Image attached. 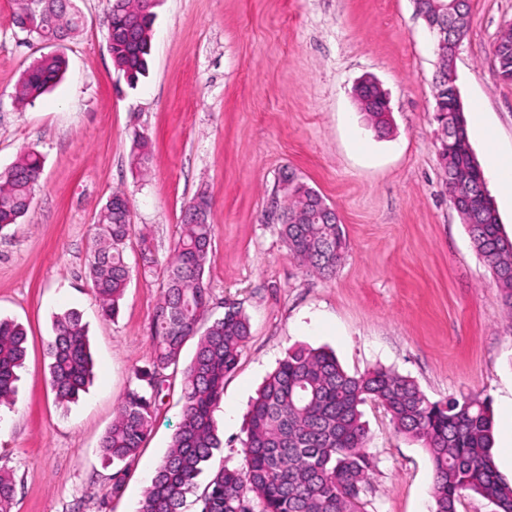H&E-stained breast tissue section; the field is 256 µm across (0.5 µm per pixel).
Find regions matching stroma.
Listing matches in <instances>:
<instances>
[{
  "label": "stroma",
  "mask_w": 512,
  "mask_h": 512,
  "mask_svg": "<svg viewBox=\"0 0 512 512\" xmlns=\"http://www.w3.org/2000/svg\"><path fill=\"white\" fill-rule=\"evenodd\" d=\"M83 26L59 45L67 69L34 104L16 108L23 71L50 47L16 28L0 0V173L24 151L44 168L29 213L0 232V317L27 331L16 404L0 410V468L16 480L14 512H136L170 445L183 401L171 375L154 427L120 494L98 455L133 371L149 367L151 322L181 212L198 192L214 226L206 270L213 316L240 302L251 323L224 381L223 448L243 463L248 405L289 348L332 349L351 373L382 366L433 401L473 394L494 417V456L512 431V319L449 202L433 119L435 44L414 0H159L149 69L128 85L112 63L105 0H73ZM471 27L455 59L465 109L480 105L496 146L512 156V83L498 79L493 45L512 24V0H470ZM376 80L390 129L378 133L355 96ZM150 142L132 168L135 134ZM336 210L347 248L334 275L307 273L269 218L283 170ZM125 193L135 235L130 282L103 319L88 277L94 220ZM149 245L152 270L140 249ZM78 309L94 376L77 402H56L44 342L56 314ZM377 466L366 512H420L431 500L425 448L398 434L381 408H362Z\"/></svg>",
  "instance_id": "obj_1"
}]
</instances>
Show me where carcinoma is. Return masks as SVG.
I'll list each match as a JSON object with an SVG mask.
<instances>
[{
	"mask_svg": "<svg viewBox=\"0 0 512 512\" xmlns=\"http://www.w3.org/2000/svg\"><path fill=\"white\" fill-rule=\"evenodd\" d=\"M455 15L448 44L437 46L441 76L436 92L447 111L448 128L468 139L464 111L444 90L457 82L452 45L464 42L471 25L469 0H453ZM154 13L147 0H107V39L114 66L133 84L146 72ZM16 27L42 41H66L83 26L71 0L18 3ZM61 54L44 55L21 75L15 102L33 103L62 78ZM357 99L372 126L387 127L382 92L366 87ZM149 140L135 135L131 165L141 171L148 161ZM441 168L448 191L465 175L473 182L484 173L471 148L446 147ZM43 161L35 152L20 154L0 173V232L18 223L31 208ZM122 193L114 192L94 222L96 247L88 264L101 316L111 319L127 287L130 270L125 248L134 225ZM211 203L200 192L182 210L174 255L164 271L165 288L152 321L153 358L149 369L134 373L135 383L117 403L98 453L115 469L112 493L124 486L127 464L134 460L154 424L157 396L177 369L186 342L197 338L195 354L183 369L180 424L170 448L154 466L139 501L138 512H183L187 495L222 447L215 411L224 394V379L237 367L250 336L249 319L237 302L224 303V313L205 330L200 323L210 302L206 267L213 238ZM289 223L281 236L289 255L316 275L336 272L346 240L336 211L305 182L288 190ZM319 213L304 223L306 210ZM457 213L466 224L477 254L491 270L500 299L512 318V238L502 231L497 210L474 199ZM27 332L11 319L0 318V407L15 404V383L26 352ZM49 384L55 399L71 403L86 391L93 369L81 314L68 309L56 315L46 341ZM383 407L397 433L426 449L434 472V512H458L461 500L473 493L494 512H512V481L498 472L492 454L493 415L490 404L462 396L431 401L418 384L392 369L377 367L361 374L347 372L336 355L322 348L288 350L262 383L247 412L242 441L244 465L209 470L199 496V512H363L361 494L373 458L365 448L368 430L361 406ZM15 479L0 471V512H12Z\"/></svg>",
	"mask_w": 512,
	"mask_h": 512,
	"instance_id": "carcinoma-1",
	"label": "carcinoma"
}]
</instances>
